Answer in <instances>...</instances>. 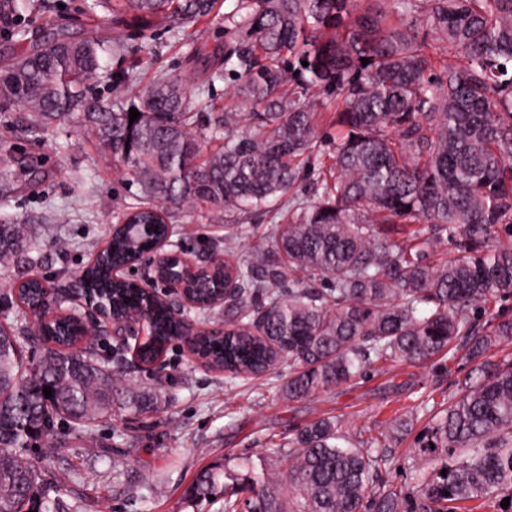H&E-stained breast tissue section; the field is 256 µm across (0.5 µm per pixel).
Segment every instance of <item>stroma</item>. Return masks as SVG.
Listing matches in <instances>:
<instances>
[{"label": "stroma", "mask_w": 512, "mask_h": 512, "mask_svg": "<svg viewBox=\"0 0 512 512\" xmlns=\"http://www.w3.org/2000/svg\"><path fill=\"white\" fill-rule=\"evenodd\" d=\"M93 2L33 0L31 12L20 19L30 29L26 43L0 31V70L47 32L105 40L120 35L126 49L108 60L102 77L108 84L119 72L133 75L135 83L125 93L130 100L157 77L203 72L209 55L224 45V2L196 23L157 18L145 29L113 25L111 10ZM23 117L19 109L0 114V142L11 145L15 156L8 177L0 178V215L67 214L65 223L34 227L42 238L34 271L64 288L110 238L132 191L122 164L103 152L89 131L57 122L34 135ZM170 223L173 244L201 258L232 234L239 259L272 245L268 214L244 216L233 224L202 206L172 210ZM240 228L245 231L241 237L236 234ZM471 368L461 353L420 365L388 362L313 397L289 401L280 395L278 374L231 382L224 372L198 365L175 341L157 377L136 370L130 375L135 385L162 386L169 397L166 406L142 416L123 443L115 433L129 420L112 418L100 427L87 453L64 455L54 466L77 478L97 512H224L225 499H243L242 478L249 468H264L274 476L283 471L275 449L306 423L337 417L351 446L361 448L401 418L411 426L395 442L379 480L405 487L411 482L408 463L419 433L433 413L447 407L457 393L456 380ZM116 458L123 461L117 477L112 474ZM218 465L235 476L225 479L222 497L197 508L190 495L194 480ZM145 481L150 484L146 490L141 487Z\"/></svg>", "instance_id": "obj_1"}]
</instances>
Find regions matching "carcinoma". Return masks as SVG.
I'll return each instance as SVG.
<instances>
[{"mask_svg": "<svg viewBox=\"0 0 512 512\" xmlns=\"http://www.w3.org/2000/svg\"><path fill=\"white\" fill-rule=\"evenodd\" d=\"M215 5L112 0V18L191 23ZM29 7L0 0V20ZM123 50L57 33L0 71V112L27 111L33 132L80 125L138 188L124 213L134 222L82 281L103 289L112 267L151 250L167 231L160 209L166 217L193 205L226 216L273 212L275 257L228 263L231 317L224 336L197 338L199 354L230 377L286 368L281 391L297 399L379 363L462 351L473 373L419 438L410 466L428 458L446 475L415 476V510L512 496V363L489 356L512 341V316L488 307L512 298V0H234L210 78L230 77L244 112L205 111L209 87L181 77L153 80L129 105L121 98L129 76L114 79V96L93 95L103 59ZM132 108L140 117L131 124ZM327 111L337 128L332 164L300 197L322 142L316 115ZM213 139L222 144L209 151ZM445 241L457 258H436ZM37 249L30 223L0 224L1 267L33 265ZM190 292L208 302L211 277ZM19 296L29 306L53 303L30 280ZM143 301L142 289L127 288L117 313ZM478 310L489 313L483 325L472 318ZM151 317L143 361L183 331L164 305ZM77 333L69 321L0 326V512H91L77 493L61 498L46 461L80 452L112 416L165 402L154 388L129 385L126 344L100 358L90 343L69 348ZM343 439L332 417L308 423L276 449L288 464L282 480L250 472L251 496L224 501V512H405L402 492L375 485L391 436L366 448ZM38 441L46 452L33 459ZM224 476L234 473L201 471L194 499L209 501Z\"/></svg>", "mask_w": 512, "mask_h": 512, "instance_id": "1", "label": "carcinoma"}]
</instances>
